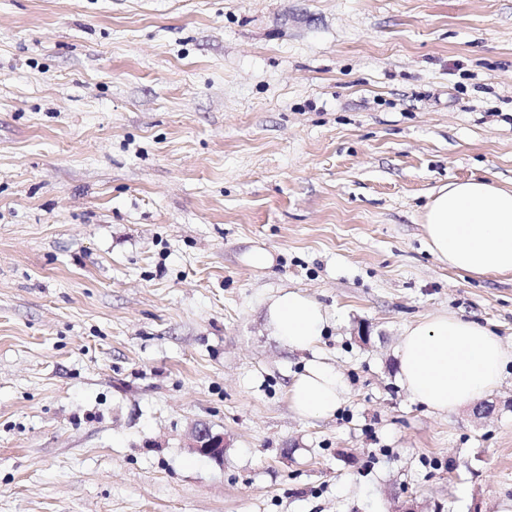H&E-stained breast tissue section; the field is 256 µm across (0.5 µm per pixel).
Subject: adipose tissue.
Segmentation results:
<instances>
[{"label": "adipose tissue", "mask_w": 512, "mask_h": 512, "mask_svg": "<svg viewBox=\"0 0 512 512\" xmlns=\"http://www.w3.org/2000/svg\"><path fill=\"white\" fill-rule=\"evenodd\" d=\"M432 253L448 267L473 275L512 274V190L485 178L440 187L424 213ZM267 328L289 350L311 351L330 319L310 296L284 290L266 302ZM398 377L430 411L448 413L495 390L512 348L478 323L436 314L405 328L396 348ZM295 413L311 419L333 414L344 400L341 376L310 360L288 388Z\"/></svg>", "instance_id": "ef3b65f1"}]
</instances>
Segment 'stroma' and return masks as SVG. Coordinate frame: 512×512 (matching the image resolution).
Listing matches in <instances>:
<instances>
[{"label": "stroma", "mask_w": 512, "mask_h": 512, "mask_svg": "<svg viewBox=\"0 0 512 512\" xmlns=\"http://www.w3.org/2000/svg\"><path fill=\"white\" fill-rule=\"evenodd\" d=\"M472 177L512 188V0H0V512H500L512 365L478 420L395 356L441 312L512 344V275L423 227ZM313 355L346 399L304 419ZM265 306L268 330L288 350L312 352L330 319L321 303L294 290L281 291ZM188 447L195 454L220 461L224 456V436L214 433L207 425L195 426Z\"/></svg>", "instance_id": "35a3bbf8"}]
</instances>
